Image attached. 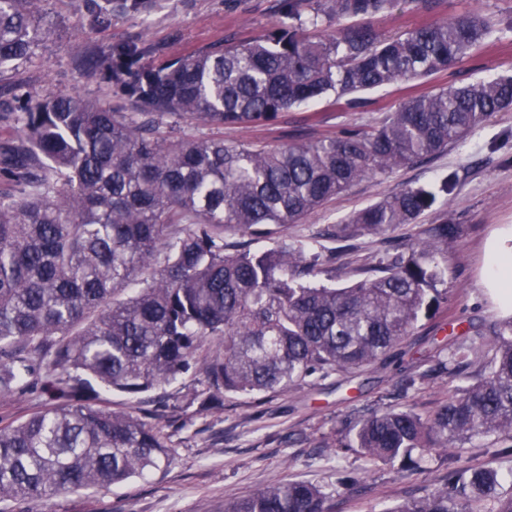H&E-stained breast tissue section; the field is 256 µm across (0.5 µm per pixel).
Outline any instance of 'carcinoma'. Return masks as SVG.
<instances>
[{"instance_id": "1", "label": "carcinoma", "mask_w": 512, "mask_h": 512, "mask_svg": "<svg viewBox=\"0 0 512 512\" xmlns=\"http://www.w3.org/2000/svg\"><path fill=\"white\" fill-rule=\"evenodd\" d=\"M42 0H0V69L32 54ZM440 0H286V21L146 68L137 44L97 50L101 70L138 108L115 112L75 92L28 97L22 135L0 144V394L27 378L69 398L20 422L0 421V504L120 484L169 461L161 430L92 399L93 386L131 399L194 368L207 405L218 396L284 390L314 374H348L386 359L435 314L448 241L444 216L343 288L340 253L363 232L415 224L454 189L405 186L353 213L322 251L265 239L354 183L430 158L498 112L512 110V75L413 96L370 132L282 146L168 135V116L210 126L273 122L311 100H336L451 69L512 17L467 10L402 33L375 23L403 5ZM131 291L123 300L116 294ZM439 371L468 384L428 416L389 409L339 434L335 448L404 471L440 450L442 483L388 512H512L497 469L456 465L448 449L497 435L512 454V314L453 343ZM307 481L269 486L224 512H332Z\"/></svg>"}]
</instances>
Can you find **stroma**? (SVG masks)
Returning a JSON list of instances; mask_svg holds the SVG:
<instances>
[{
  "label": "stroma",
  "mask_w": 512,
  "mask_h": 512,
  "mask_svg": "<svg viewBox=\"0 0 512 512\" xmlns=\"http://www.w3.org/2000/svg\"><path fill=\"white\" fill-rule=\"evenodd\" d=\"M482 8L512 14V0H441L431 15L395 12L378 29L394 34L426 20L452 18ZM90 0H42L40 25L46 36L29 58L0 69V103L18 106L24 94L46 96L72 91L120 112L132 104L110 90L107 78L93 74L82 60L108 45L138 43L150 47L143 63L158 67L167 60L207 50L212 44L265 35L283 16V0H155L147 13H136L125 0H112V22L92 24ZM512 73V32L474 51L457 67L429 77L365 92L362 105L322 100L292 108L265 125L225 126L176 119L175 132L195 138L215 135L233 142L284 145L314 142L354 130H372L410 95L429 93L461 79L472 81ZM456 173L452 194L441 196L420 223L383 234L366 233L336 265L337 286L352 269L386 260L393 243L420 236L422 226L448 216L459 227L448 244L443 283L448 301L381 363L353 374L317 375L301 386L277 393L230 395L218 409L200 407L194 396L204 378L191 370L173 383L136 401L105 394L108 408L135 415L152 413L171 450L169 465L108 490L59 494L28 504V512H224V505L287 481H309L333 494L335 512H383L394 501L433 490L446 471L441 454L430 452L419 470L398 474L369 462L359 451L331 449L324 440L344 422L374 411L408 406L428 415L451 394L455 383L435 373L442 347L487 328L504 312L483 286L487 245L499 231L512 228V111L479 125L462 143L429 160L360 181L289 225L280 239L315 242L333 248L323 235L355 211L408 185L438 181ZM40 385L20 384L0 396V421H21L43 408Z\"/></svg>",
  "instance_id": "1"
}]
</instances>
